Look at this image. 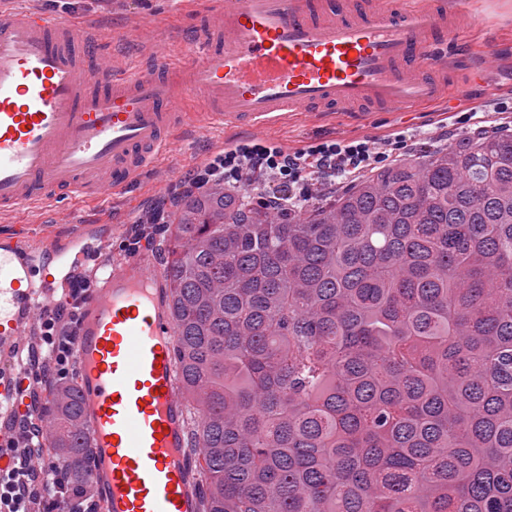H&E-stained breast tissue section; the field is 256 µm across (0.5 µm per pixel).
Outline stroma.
Wrapping results in <instances>:
<instances>
[{
	"mask_svg": "<svg viewBox=\"0 0 512 512\" xmlns=\"http://www.w3.org/2000/svg\"><path fill=\"white\" fill-rule=\"evenodd\" d=\"M473 9L486 13L490 26L475 35L473 45L482 51H492L496 62L486 64L478 77L468 80L464 96L447 98L409 112H369L354 117L345 112L316 114L301 112L287 122L266 125L252 130L226 134L213 131L175 147L176 160L160 173H148L127 191L105 193L95 200L68 199L66 205L75 217L66 223L55 203L48 202L0 222V240L12 237L27 239L34 252H43L54 242L77 239L80 246L95 253L96 263L79 264L78 277L98 279V263L112 262L121 266L130 252L125 246L132 234H144L141 218L144 214L164 213L172 216L175 195L184 186L186 176L202 168L224 145L240 141L261 140L296 151L323 139L376 140L405 133L408 141L404 157L423 152L422 139L433 137L434 148L455 145L466 131L456 118L457 113L482 109L488 100L512 93V0H470ZM22 10L38 9L61 17L77 14L92 23L102 39L121 34L114 53L125 66L141 68L151 64L152 49L130 32L127 0H16ZM145 243L137 255L148 266L164 270L166 244L160 233L144 234Z\"/></svg>",
	"mask_w": 512,
	"mask_h": 512,
	"instance_id": "stroma-1",
	"label": "stroma"
}]
</instances>
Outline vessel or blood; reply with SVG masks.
Listing matches in <instances>:
<instances>
[{
    "mask_svg": "<svg viewBox=\"0 0 512 512\" xmlns=\"http://www.w3.org/2000/svg\"><path fill=\"white\" fill-rule=\"evenodd\" d=\"M203 41L171 58L172 34L138 25L157 63L130 70L84 21L18 12L0 0V215L120 192L158 168L184 127L236 130L292 112L411 111L476 71L464 36L485 25L466 0H201ZM210 103L191 110L194 100ZM26 244H0V338L41 313ZM160 271L129 258L81 304L73 342L101 512H200L186 452L175 326ZM27 378L0 375L16 417L33 414Z\"/></svg>",
    "mask_w": 512,
    "mask_h": 512,
    "instance_id": "obj_1",
    "label": "vessel or blood"
}]
</instances>
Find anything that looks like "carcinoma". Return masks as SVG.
Returning a JSON list of instances; mask_svg holds the SVG:
<instances>
[{
	"label": "carcinoma",
	"mask_w": 512,
	"mask_h": 512,
	"mask_svg": "<svg viewBox=\"0 0 512 512\" xmlns=\"http://www.w3.org/2000/svg\"><path fill=\"white\" fill-rule=\"evenodd\" d=\"M187 189L168 307L200 512H512V135L400 160L292 218ZM44 462L89 479L76 382Z\"/></svg>",
	"instance_id": "obj_1"
}]
</instances>
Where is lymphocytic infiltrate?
<instances>
[{
  "mask_svg": "<svg viewBox=\"0 0 512 512\" xmlns=\"http://www.w3.org/2000/svg\"><path fill=\"white\" fill-rule=\"evenodd\" d=\"M405 147L402 135L373 139H327L290 152L283 147L249 141L227 148L203 169L190 174L192 188L221 185L240 189L255 174L269 176L270 184L259 202L274 212L292 216L300 213L327 187L351 183L368 172L393 161ZM90 287L89 281L75 280L67 300L60 304L55 319L43 322L42 350L49 363L35 366L36 381L66 380L73 362V325L77 323L78 302ZM22 430L32 451L18 458L12 468L0 471V512H31L34 490H42L48 502H55L62 485L53 471L36 460L33 450L40 447L42 434L31 423Z\"/></svg>",
  "mask_w": 512,
  "mask_h": 512,
  "instance_id": "obj_1",
  "label": "lymphocytic infiltrate"
}]
</instances>
